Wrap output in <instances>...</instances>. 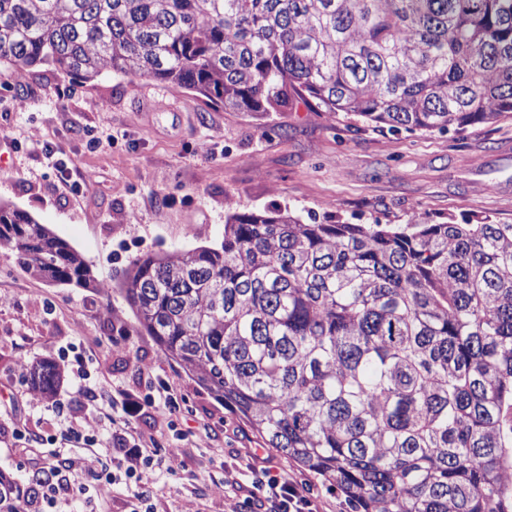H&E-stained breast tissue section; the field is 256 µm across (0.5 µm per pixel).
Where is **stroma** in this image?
I'll list each match as a JSON object with an SVG mask.
<instances>
[{
	"instance_id": "obj_1",
	"label": "stroma",
	"mask_w": 512,
	"mask_h": 512,
	"mask_svg": "<svg viewBox=\"0 0 512 512\" xmlns=\"http://www.w3.org/2000/svg\"><path fill=\"white\" fill-rule=\"evenodd\" d=\"M65 170L86 186H65ZM0 202L49 225L111 286L103 293L33 278L0 247L1 470L27 480L32 448L50 463L78 455L63 438L74 421L98 418L118 392L155 380L181 397L182 412L139 418L155 447L180 446L175 470L162 463L151 474L154 512H239L253 455L310 483L324 512H351L161 351L119 290L122 274L140 255L219 245L235 210L287 209L321 224H405L415 215L512 224V119L393 132L301 103L228 112L112 72L82 81L43 64L17 84L1 66ZM70 349L87 361L93 397L77 392ZM39 361L55 363L62 381L33 404L26 368ZM60 480L81 488L70 512L131 510L125 485L102 498L86 475L67 470Z\"/></svg>"
}]
</instances>
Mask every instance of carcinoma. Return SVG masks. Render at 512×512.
Returning <instances> with one entry per match:
<instances>
[{"label": "carcinoma", "mask_w": 512, "mask_h": 512, "mask_svg": "<svg viewBox=\"0 0 512 512\" xmlns=\"http://www.w3.org/2000/svg\"><path fill=\"white\" fill-rule=\"evenodd\" d=\"M184 89L232 112L297 97L408 132L512 118V0H0V64ZM37 279L97 282L0 203ZM140 327L353 512H512V224L227 214L224 240L132 260ZM40 395L61 371L30 368ZM41 479L0 470V512Z\"/></svg>", "instance_id": "cac0c4a2"}]
</instances>
